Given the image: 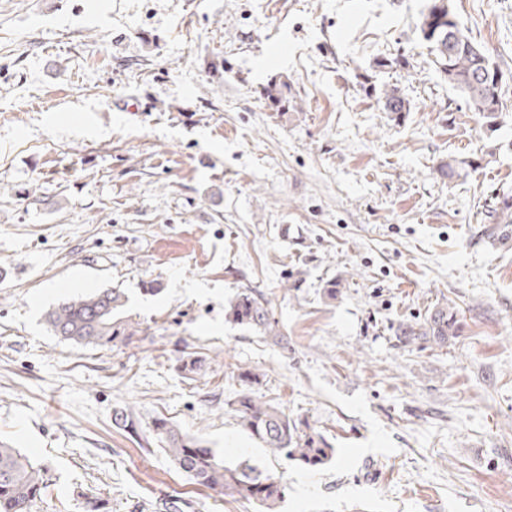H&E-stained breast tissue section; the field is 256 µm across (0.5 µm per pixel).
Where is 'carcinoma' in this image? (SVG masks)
Masks as SVG:
<instances>
[{
  "instance_id": "cac0c4a2",
  "label": "carcinoma",
  "mask_w": 512,
  "mask_h": 512,
  "mask_svg": "<svg viewBox=\"0 0 512 512\" xmlns=\"http://www.w3.org/2000/svg\"><path fill=\"white\" fill-rule=\"evenodd\" d=\"M422 13L420 32L434 53L437 71L448 86L461 93L467 104L489 128L497 125L504 110L503 88L494 85L492 74L500 67L488 61L487 72H481L471 40L460 21L448 20L451 0H428ZM384 108L401 119L410 104L397 90L384 93ZM469 162L450 158L437 167L443 179L451 180ZM489 224L483 235L506 239L503 228L512 225V195L499 198L488 215ZM125 304L124 294L117 288L70 297L45 314L50 331L77 347H113L133 343L143 332L141 323L119 316ZM225 320L236 326L255 329L281 343L286 340L273 319L269 302L251 288H244L224 308ZM460 331L459 311L447 304L437 305L423 323L399 324L396 335L406 342L422 340L445 346ZM178 370L187 376L205 374L207 358L188 352L178 359ZM240 426L263 443L270 454L283 456L304 465L321 468L329 465L336 448L323 432L309 421L294 419L272 400H265L250 390H242L229 403ZM115 425L126 433L140 435L141 422L133 410H116ZM149 429L165 443L171 462L187 473L198 485L218 497L252 504L257 512H280L285 486L247 462L227 465L216 451L206 448L193 436L182 431L166 417H156ZM53 477L49 469L32 462L10 443L0 440V512H39L40 504L49 496ZM83 499L86 512H112L110 498L101 493L76 491Z\"/></svg>"
}]
</instances>
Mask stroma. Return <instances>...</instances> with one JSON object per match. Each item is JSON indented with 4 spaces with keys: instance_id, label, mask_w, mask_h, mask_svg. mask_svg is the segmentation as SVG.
Returning a JSON list of instances; mask_svg holds the SVG:
<instances>
[{
    "instance_id": "1",
    "label": "stroma",
    "mask_w": 512,
    "mask_h": 512,
    "mask_svg": "<svg viewBox=\"0 0 512 512\" xmlns=\"http://www.w3.org/2000/svg\"><path fill=\"white\" fill-rule=\"evenodd\" d=\"M426 6L0 0V439L54 474L41 512H82L81 488L113 512H254L118 429L127 406L281 481V512H512V241L482 235L512 192V83L488 128L437 72ZM454 7L512 73V0ZM390 87L403 119L383 109ZM451 157L472 165L440 179ZM246 287L286 342L225 320ZM98 288L124 292L148 334L52 336L44 313ZM444 301L457 338L399 341ZM185 352L206 376L177 371ZM230 363L320 428L334 462L271 456L243 431Z\"/></svg>"
}]
</instances>
